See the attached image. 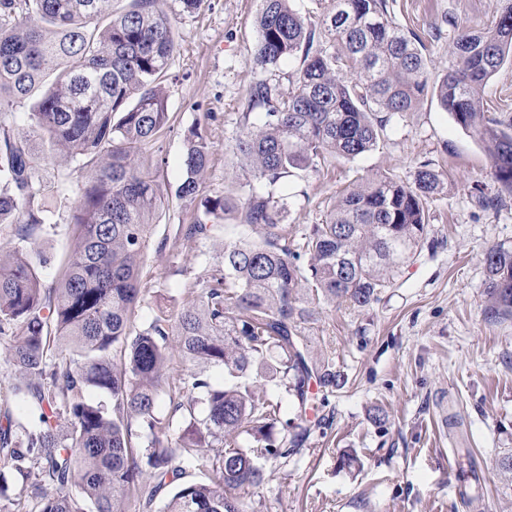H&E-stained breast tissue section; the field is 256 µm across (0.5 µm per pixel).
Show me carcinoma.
I'll list each match as a JSON object with an SVG mask.
<instances>
[{"mask_svg": "<svg viewBox=\"0 0 512 512\" xmlns=\"http://www.w3.org/2000/svg\"><path fill=\"white\" fill-rule=\"evenodd\" d=\"M109 0H0V224L22 242L47 223L37 185L33 138L49 141L55 159L85 171L72 215L74 238L62 278L48 286L23 249L0 251V335L17 380L15 395L34 419L0 415V463L42 489L37 512H247L245 494L273 480L260 460L286 459L308 434L318 397L343 388L344 372L313 354L307 325L314 304L366 309L426 240L427 200L443 175L423 163L412 178H359L339 194L325 220L296 245L276 184L293 169L334 155L359 158L377 147L390 122L430 94L490 153L493 176L512 192V122L484 112L482 92L512 63V0L494 25L461 31L448 70L432 80L419 38L400 25L390 0H332L324 38L292 0H261L253 65L273 73L300 58L292 89L268 78L250 87L234 150L248 175L236 199L208 198L188 238L207 239L228 217L254 236L224 239L220 264L175 323L158 309L139 331L130 320L139 269L161 190L138 163L141 147L168 123L162 87L174 50L170 20L155 0L130 7L100 27ZM40 97L31 108L34 92ZM28 109L31 134L15 131ZM209 143L187 137L185 177L177 196L200 192ZM309 256L308 267L299 260ZM489 318H512V250L484 253ZM178 357L190 366L166 386ZM228 382H210V369ZM288 382L294 414L288 435L273 429L280 407L251 372ZM87 392L103 395L88 400ZM167 396L170 413L158 415ZM187 422L174 425V417ZM146 433L136 441L133 424ZM245 436L253 445L240 447ZM210 483H178L185 466L209 448ZM79 497H74V494Z\"/></svg>", "mask_w": 512, "mask_h": 512, "instance_id": "obj_1", "label": "carcinoma"}]
</instances>
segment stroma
I'll return each instance as SVG.
<instances>
[{
  "label": "stroma",
  "instance_id": "35a3bbf8",
  "mask_svg": "<svg viewBox=\"0 0 512 512\" xmlns=\"http://www.w3.org/2000/svg\"><path fill=\"white\" fill-rule=\"evenodd\" d=\"M502 7L503 0L393 5L400 24L420 34L435 77L446 72L461 28L493 25ZM156 8L173 25L175 50L166 82L168 126L143 148L163 203L141 266L135 331L157 310L177 315L221 259L223 233L189 239L184 227L200 214L202 199L243 194L245 174L233 147L249 89L260 77L251 64L260 0H205L191 14L180 0H156ZM484 109L512 121L511 65L485 86ZM193 130L207 140L210 155L200 199L189 203L175 191ZM48 153L35 143L36 177L50 187L44 195L50 222L27 249L44 259L40 272L49 284L70 252L77 193L53 191L59 168ZM423 163L445 180L428 203V238L370 308H317L308 326L312 349L343 370L348 383L311 414L300 451L273 462L274 479L247 495L254 512H512V473L498 466L512 454V320L487 317L483 263L490 246L512 250V194L499 192L484 146L427 95L387 127L372 152L293 171L275 191L291 202L285 222L298 241L357 177L387 172L408 179ZM486 197L495 205L482 206ZM377 407L387 414L381 426L369 417ZM462 448L471 449L481 485L468 501L456 481ZM348 453L356 454L354 465H344Z\"/></svg>",
  "mask_w": 512,
  "mask_h": 512
}]
</instances>
